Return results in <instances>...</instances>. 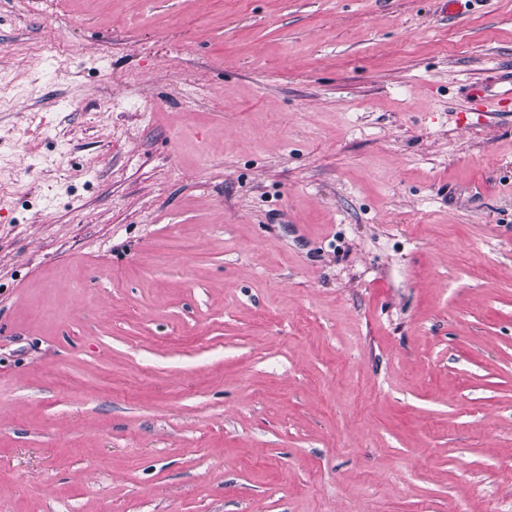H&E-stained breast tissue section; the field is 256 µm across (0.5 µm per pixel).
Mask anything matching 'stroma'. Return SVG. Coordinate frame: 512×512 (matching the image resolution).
I'll return each instance as SVG.
<instances>
[{"label":"stroma","instance_id":"obj_1","mask_svg":"<svg viewBox=\"0 0 512 512\" xmlns=\"http://www.w3.org/2000/svg\"><path fill=\"white\" fill-rule=\"evenodd\" d=\"M512 0H0V512H512Z\"/></svg>","mask_w":512,"mask_h":512}]
</instances>
